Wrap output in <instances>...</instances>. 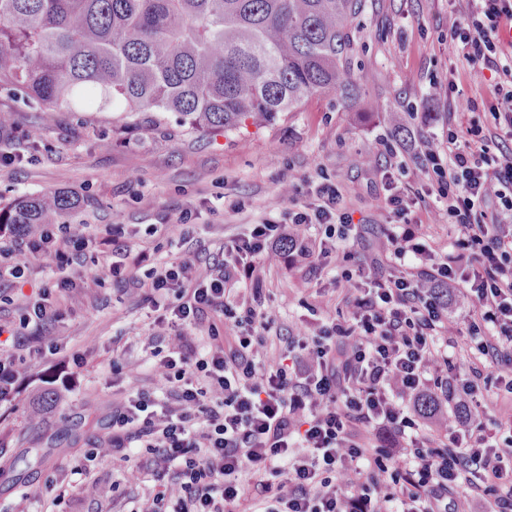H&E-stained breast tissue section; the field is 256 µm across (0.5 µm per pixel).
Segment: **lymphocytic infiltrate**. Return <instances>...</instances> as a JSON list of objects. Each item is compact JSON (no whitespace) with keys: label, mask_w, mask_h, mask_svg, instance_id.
<instances>
[{"label":"lymphocytic infiltrate","mask_w":512,"mask_h":512,"mask_svg":"<svg viewBox=\"0 0 512 512\" xmlns=\"http://www.w3.org/2000/svg\"><path fill=\"white\" fill-rule=\"evenodd\" d=\"M512 23V0H448V46L454 56L446 91L455 94L473 71L493 80L449 105L441 139L423 132L384 141L375 169L387 233L368 260L342 272L355 293L347 317L310 339H285L279 361L262 359L271 320L260 301L239 295L271 255H298L322 264L337 241L357 236L335 184L309 187L308 199L222 247L209 273L194 259H155L132 251L131 233L109 224L97 236L67 224H1L0 281L24 282L30 259L55 263L61 276L26 300L19 324L33 328L26 345L60 314L53 292L77 286L66 270L89 247L108 263L84 278L143 289L159 325L172 337L161 359L165 392L139 389L112 408L113 452L146 448L139 478H168L147 512H226L245 494V477L270 470L260 512H512V421L488 435L473 418L433 429L417 404L435 402L447 415L458 393L474 395L482 377L512 394V50L499 37ZM404 154L424 174L418 185L396 180L390 158ZM445 202L462 236L458 256L438 255L408 216L429 199ZM319 225L322 238L301 235ZM461 286L473 349L461 375L439 344L451 316L444 289ZM206 329L208 345H195ZM391 437L372 447L367 429ZM389 478L381 490L380 478Z\"/></svg>","instance_id":"1"}]
</instances>
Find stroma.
Instances as JSON below:
<instances>
[{"label": "stroma", "mask_w": 512, "mask_h": 512, "mask_svg": "<svg viewBox=\"0 0 512 512\" xmlns=\"http://www.w3.org/2000/svg\"><path fill=\"white\" fill-rule=\"evenodd\" d=\"M447 21L448 0H365L349 23L357 105L322 92L273 121L226 131L189 128L172 112H143L125 122L108 112L38 108L0 90V105L13 112L0 127V208L26 195L71 192L79 205L63 223L87 235L97 224L128 225L162 257L197 254L205 273L224 241L250 224L282 219L293 201L305 200L308 182L329 179L341 188L359 237L338 242L335 254L315 268L271 258V275L241 288L248 297L260 292L272 332L307 336L345 311L342 270L367 257L369 243L389 229L375 206L382 141L400 125L433 136L446 124V104L429 111L424 103L432 81L448 74ZM237 201L245 204L238 213L231 209ZM186 211L192 240L176 247L165 236H146L150 225ZM420 218V237L439 254L456 253L461 232L449 223L445 205L430 206ZM54 271L39 260L30 264L24 285L0 283V320L18 322V298L53 282ZM65 309L46 330L58 354L0 344V354L20 358L27 384L0 403V512H145L159 489L132 477L145 449L124 458L105 447L90 474L76 468L84 443L105 439L114 403L127 391L161 386L163 369L152 355L161 328L140 289L108 281L86 282L69 294ZM76 351L83 366L67 367ZM115 359L124 366L117 384L110 369ZM56 378L69 384L63 401L35 404V393ZM61 490L65 500L53 506Z\"/></svg>", "instance_id": "obj_1"}]
</instances>
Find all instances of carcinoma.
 Returning a JSON list of instances; mask_svg holds the SVG:
<instances>
[{
  "label": "carcinoma",
  "instance_id": "carcinoma-1",
  "mask_svg": "<svg viewBox=\"0 0 512 512\" xmlns=\"http://www.w3.org/2000/svg\"><path fill=\"white\" fill-rule=\"evenodd\" d=\"M364 0H0V89L72 112H175L190 128L354 102L348 24ZM67 192L0 208L47 224Z\"/></svg>",
  "mask_w": 512,
  "mask_h": 512
}]
</instances>
